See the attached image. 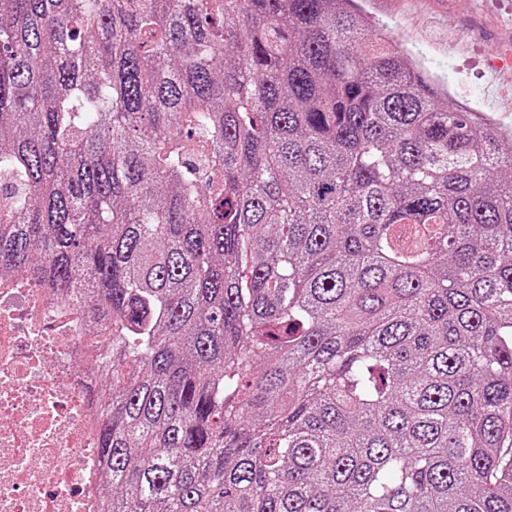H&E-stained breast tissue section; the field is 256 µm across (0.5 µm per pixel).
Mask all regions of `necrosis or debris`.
Listing matches in <instances>:
<instances>
[{
  "mask_svg": "<svg viewBox=\"0 0 512 512\" xmlns=\"http://www.w3.org/2000/svg\"><path fill=\"white\" fill-rule=\"evenodd\" d=\"M90 318L80 295L0 279V512H98Z\"/></svg>",
  "mask_w": 512,
  "mask_h": 512,
  "instance_id": "1",
  "label": "necrosis or debris"
}]
</instances>
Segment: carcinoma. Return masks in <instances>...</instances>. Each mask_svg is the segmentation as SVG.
Masks as SVG:
<instances>
[{"label":"carcinoma","instance_id":"1","mask_svg":"<svg viewBox=\"0 0 512 512\" xmlns=\"http://www.w3.org/2000/svg\"><path fill=\"white\" fill-rule=\"evenodd\" d=\"M354 0H0V276L82 292L100 512H512V132Z\"/></svg>","mask_w":512,"mask_h":512}]
</instances>
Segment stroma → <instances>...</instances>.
<instances>
[{"label":"stroma","mask_w":512,"mask_h":512,"mask_svg":"<svg viewBox=\"0 0 512 512\" xmlns=\"http://www.w3.org/2000/svg\"><path fill=\"white\" fill-rule=\"evenodd\" d=\"M462 107L512 131V0H357Z\"/></svg>","instance_id":"stroma-1"}]
</instances>
